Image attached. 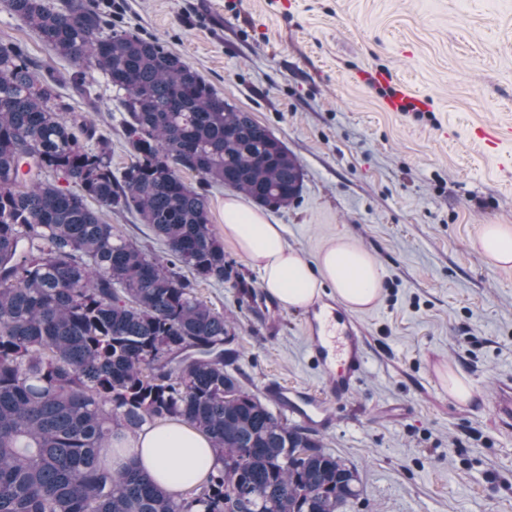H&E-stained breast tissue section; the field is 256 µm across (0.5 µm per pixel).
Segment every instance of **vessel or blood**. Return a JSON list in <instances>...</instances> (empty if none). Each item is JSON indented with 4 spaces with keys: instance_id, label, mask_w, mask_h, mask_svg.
<instances>
[{
    "instance_id": "1",
    "label": "vessel or blood",
    "mask_w": 512,
    "mask_h": 512,
    "mask_svg": "<svg viewBox=\"0 0 512 512\" xmlns=\"http://www.w3.org/2000/svg\"><path fill=\"white\" fill-rule=\"evenodd\" d=\"M313 360L329 375L323 392L270 383L268 397L303 424L331 428L335 421L332 403L348 397L363 375L366 365L365 338L356 320L339 312L334 301L314 304L305 318ZM495 428L512 432V378L500 381L495 400Z\"/></svg>"
}]
</instances>
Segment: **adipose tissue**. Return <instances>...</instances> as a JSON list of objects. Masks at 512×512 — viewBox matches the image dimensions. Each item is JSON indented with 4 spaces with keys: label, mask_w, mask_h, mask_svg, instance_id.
Instances as JSON below:
<instances>
[{
    "label": "adipose tissue",
    "mask_w": 512,
    "mask_h": 512,
    "mask_svg": "<svg viewBox=\"0 0 512 512\" xmlns=\"http://www.w3.org/2000/svg\"><path fill=\"white\" fill-rule=\"evenodd\" d=\"M224 234L258 270L263 288L282 308L310 307L331 284L348 310L372 307L382 292V273L371 256L349 238L331 242L309 265L286 240L284 227L234 198L224 202ZM113 467L136 463L172 493L202 483L219 461L208 439L181 421L145 427L122 451H107Z\"/></svg>",
    "instance_id": "1"
}]
</instances>
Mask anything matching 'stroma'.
<instances>
[{
  "instance_id": "1",
  "label": "stroma",
  "mask_w": 512,
  "mask_h": 512,
  "mask_svg": "<svg viewBox=\"0 0 512 512\" xmlns=\"http://www.w3.org/2000/svg\"><path fill=\"white\" fill-rule=\"evenodd\" d=\"M112 26L161 42L225 101L251 113L300 161L288 207L266 210L307 262L348 237L383 272L373 308L355 313L366 371L335 403L323 448L356 466L349 512H512V435L492 426L512 375V266L478 251L486 224L512 225V139L489 147L481 127L512 128V0H123ZM0 42L18 45L112 144V170L131 162L121 92L97 71L76 97L73 65L0 0ZM425 109L389 110V92ZM184 181L205 194L232 268L197 281V297L233 322L230 367L264 397L270 382L322 389L308 354L306 310L262 312L241 285L258 271L224 236V201L247 195ZM147 254L166 249L136 212H106ZM463 371L475 402L456 401L444 373Z\"/></svg>"
}]
</instances>
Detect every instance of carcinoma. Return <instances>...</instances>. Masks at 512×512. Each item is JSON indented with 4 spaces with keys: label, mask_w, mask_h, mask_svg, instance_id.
I'll return each mask as SVG.
<instances>
[{
    "label": "carcinoma",
    "mask_w": 512,
    "mask_h": 512,
    "mask_svg": "<svg viewBox=\"0 0 512 512\" xmlns=\"http://www.w3.org/2000/svg\"><path fill=\"white\" fill-rule=\"evenodd\" d=\"M8 8L77 68L79 94L90 70L125 93L134 161L115 175L110 141L0 44V512H345L356 468L242 389L227 320L178 272L224 281L207 199L182 172L279 209L301 193L299 160L158 41L112 29L95 0ZM112 208L135 209L167 257L116 235ZM168 420L208 435L222 462L177 496L103 455Z\"/></svg>",
    "instance_id": "1"
}]
</instances>
